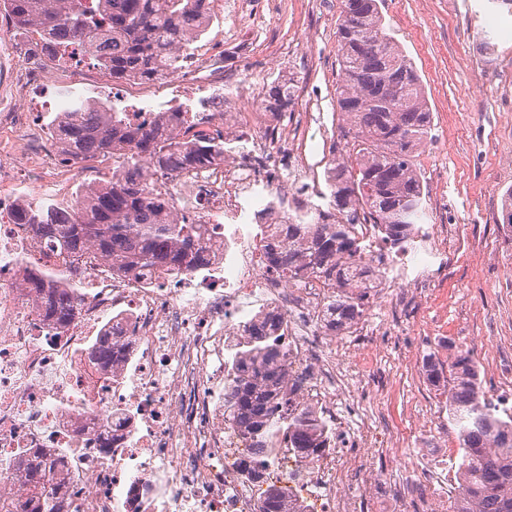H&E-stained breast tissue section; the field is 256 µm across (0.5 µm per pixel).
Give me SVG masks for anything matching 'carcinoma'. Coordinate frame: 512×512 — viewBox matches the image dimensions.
I'll return each instance as SVG.
<instances>
[{
  "label": "carcinoma",
  "mask_w": 512,
  "mask_h": 512,
  "mask_svg": "<svg viewBox=\"0 0 512 512\" xmlns=\"http://www.w3.org/2000/svg\"><path fill=\"white\" fill-rule=\"evenodd\" d=\"M381 0H341L336 28L341 83L336 88L348 157L329 171L333 210L345 217L323 223L319 213L283 228L288 246L268 248V265L290 281L322 274L332 280L326 314L336 329L360 319L369 305L376 273L351 265L361 249L351 225L362 212L381 227V240L400 249L423 218L424 188L415 150L430 136L432 113L413 61L388 35ZM14 24L39 35L52 55L94 61L115 82L151 80L163 66L176 69L209 23L208 0H0ZM269 97L284 110L294 103V83L276 79ZM188 115L135 123L111 104L92 100L61 112L51 124L53 139L75 160L110 156L122 175L108 186H82L69 204L52 199L26 202L15 216L59 248L76 255L92 242L112 267L127 271H179L184 257L203 251L202 225L162 211L151 197L138 157L149 155L162 176L196 168L224 155V142L190 133ZM502 229L512 232V188L502 196ZM74 295L60 288L45 314L65 320ZM283 337L265 326L239 342L231 363L230 402L246 432L257 438L258 454L285 441L309 457L322 451L333 433L310 410L279 409L275 400L286 371ZM426 378L448 394V420L458 430L452 512H512V414L499 409L482 389L470 353L446 365L431 353ZM26 481L43 485L29 512H60L55 489L46 486L45 461L26 463ZM262 512H292L278 488L269 489Z\"/></svg>",
  "instance_id": "obj_1"
}]
</instances>
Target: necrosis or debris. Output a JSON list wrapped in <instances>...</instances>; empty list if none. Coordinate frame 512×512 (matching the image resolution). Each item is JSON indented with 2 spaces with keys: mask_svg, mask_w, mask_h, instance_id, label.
I'll return each mask as SVG.
<instances>
[{
  "mask_svg": "<svg viewBox=\"0 0 512 512\" xmlns=\"http://www.w3.org/2000/svg\"><path fill=\"white\" fill-rule=\"evenodd\" d=\"M167 81L198 90L237 83L223 50L207 47ZM232 100L198 101L206 134L224 143L223 160L155 184L174 212L206 227L203 262L179 274L119 273L94 253L70 256L40 241L12 221L19 186L54 182L73 160L49 142L0 155V512L27 508L18 467L37 450L63 512H259L273 485L302 512H355L343 487L372 476L355 474L339 440L306 458L277 445L263 482L242 465L255 442L225 401L229 361L266 315L287 338L281 399L342 433L340 411L358 392L345 381L349 365L324 315L327 280L292 284L262 261L279 225L325 200L314 158L330 153L333 139L283 126L263 107L262 80L251 83L245 111ZM243 126L251 138L239 136ZM355 232L368 246L353 261L377 268L392 314L445 267L447 225H417L421 246L397 268L373 225L358 222ZM65 282L77 301L73 316L57 323L42 305ZM102 336L112 347L107 361L95 350Z\"/></svg>",
  "mask_w": 512,
  "mask_h": 512,
  "instance_id": "1",
  "label": "necrosis or debris"
}]
</instances>
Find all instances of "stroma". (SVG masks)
Instances as JSON below:
<instances>
[{"mask_svg": "<svg viewBox=\"0 0 512 512\" xmlns=\"http://www.w3.org/2000/svg\"><path fill=\"white\" fill-rule=\"evenodd\" d=\"M276 2L253 27L240 82L293 78L307 87L310 98L289 107V114L302 110L327 127L340 126L336 26L341 0ZM382 11L390 35L413 59L425 86L432 138L427 149L416 152L415 164L423 182L439 171L446 176L441 190L448 211L428 210L427 221L447 225L453 245L435 287L416 290L414 318L405 335L383 329L351 348L353 357L387 381L380 391L361 379L363 404L351 420L382 428L400 451L396 458L376 451L362 462L383 477L351 489L372 512H387L388 494L403 477L405 464L417 458L422 441L445 451L458 448L445 395L427 382L424 358L470 352L482 388L493 399L502 394L503 373L512 372V237L501 226V196L512 187V90L483 69L488 61L512 68V14L492 0H385ZM38 41L0 11V113L27 111L33 99L43 102L41 123L13 133L14 141L34 146L51 137L58 114L51 103L60 74L71 69L68 62L51 59V74L40 90L20 87L10 77L20 64L18 50L23 45L35 50ZM303 52L317 57L316 70L300 68ZM83 74L96 84L86 99L109 100L119 110L171 96L170 88L160 84L113 82L90 62ZM444 340L449 348H441Z\"/></svg>", "mask_w": 512, "mask_h": 512, "instance_id": "stroma-1", "label": "stroma"}]
</instances>
